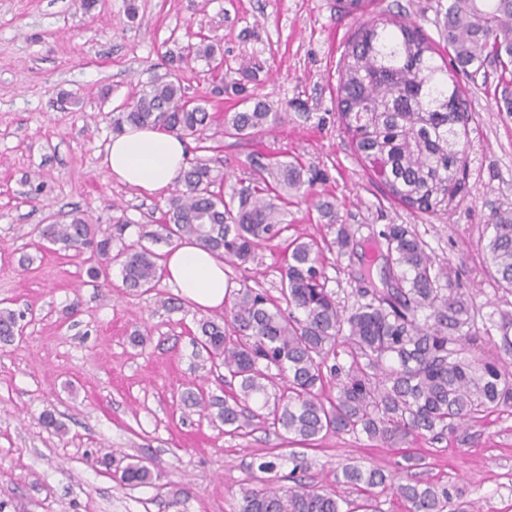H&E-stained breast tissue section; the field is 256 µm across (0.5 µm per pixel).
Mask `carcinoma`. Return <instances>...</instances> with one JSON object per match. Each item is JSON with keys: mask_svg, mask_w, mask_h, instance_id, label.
I'll return each mask as SVG.
<instances>
[{"mask_svg": "<svg viewBox=\"0 0 512 512\" xmlns=\"http://www.w3.org/2000/svg\"><path fill=\"white\" fill-rule=\"evenodd\" d=\"M449 63H433L435 48L412 20L385 19L359 26L340 59L337 104L357 155L399 203L444 214L458 193L468 157L465 107L455 75L475 78L487 64L505 79L499 111L512 114V0H448L442 31ZM214 43H189L167 58L164 74L141 85L133 101L112 118L113 132L151 126L205 142L213 122L211 99L245 92L243 65L223 74L208 92L186 95L183 65L196 60L223 68ZM280 113L257 101L224 114L222 133L254 137L277 124ZM248 183L224 198V168L209 159L189 163L163 211L161 223L138 225L119 218L102 230L83 215L37 227L40 237L65 250L89 253L88 276L108 280L119 266L123 286L146 291L159 281L160 254L146 245L192 238L239 265L263 242L288 230L285 206L309 194L316 178L297 160L276 153L250 159ZM120 247H114L115 243ZM486 274L512 293V212L496 216L483 238ZM383 259L388 288H362L366 302L346 310L325 286L315 241H290L280 272L281 299L243 280L227 286L224 313L197 321L194 345L232 389L223 398L188 391L183 405L236 434L262 418L283 431L286 444L313 446L322 434H364L384 444L416 438L439 441L484 413L512 405V314L492 322L498 335L477 356L471 330L485 320L483 306L445 277L406 224H390L376 247L364 251L365 270ZM24 313L0 311V342L11 343ZM349 364L339 361L341 353ZM336 379V396L323 394L324 378ZM291 470L262 487L242 490L240 512H382L374 489L390 491L409 512H448L456 496L450 484L424 483L401 472L345 464L336 483L362 497L316 489L304 482L305 456L290 451ZM121 482L151 484L154 473L134 457Z\"/></svg>", "mask_w": 512, "mask_h": 512, "instance_id": "carcinoma-1", "label": "carcinoma"}]
</instances>
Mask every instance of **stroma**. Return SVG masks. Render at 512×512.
<instances>
[{"label":"stroma","mask_w":512,"mask_h":512,"mask_svg":"<svg viewBox=\"0 0 512 512\" xmlns=\"http://www.w3.org/2000/svg\"><path fill=\"white\" fill-rule=\"evenodd\" d=\"M135 18H128L129 6ZM448 0H366L346 15L337 0H0V309L24 312L22 333L0 342L1 512H239L243 488L258 485L260 462L291 466L281 432L255 422L229 434L185 413L195 386L224 395L191 332L201 313L164 302L175 288L140 293L91 281L85 254L40 241L34 228L80 212L107 227L157 223L165 197L118 183L103 159L112 117L142 82L164 73L168 52L209 38L225 70L252 66L253 98L280 121L246 144L216 136L224 193L251 176L256 150L298 159L320 171L311 198L290 204L288 238L324 245L326 287L341 307L361 301L356 255L332 249L335 226L318 204L336 205L337 224L364 247L390 224L410 226L437 263L451 269L486 312H512V294L483 279L482 238L497 210H512V115L497 108L499 71L462 80L469 113L464 187L448 214L409 209L389 197L354 152L337 116L338 62L353 31L371 19L415 20L447 60L441 37ZM285 244L261 246L254 260L225 265L229 280L278 297ZM142 343H135L133 335ZM56 427H45L44 413ZM411 473L459 490L455 512H512V406L437 443L417 439ZM149 458L154 484L120 483L102 462ZM310 484L332 488L352 460L398 470L400 450L363 435L327 434L305 450Z\"/></svg>","instance_id":"1"}]
</instances>
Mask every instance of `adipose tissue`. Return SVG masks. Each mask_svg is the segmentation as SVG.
I'll return each mask as SVG.
<instances>
[{
	"instance_id": "1",
	"label": "adipose tissue",
	"mask_w": 512,
	"mask_h": 512,
	"mask_svg": "<svg viewBox=\"0 0 512 512\" xmlns=\"http://www.w3.org/2000/svg\"><path fill=\"white\" fill-rule=\"evenodd\" d=\"M104 163L117 181L148 194L165 195L187 166L186 144L152 127H129L113 136ZM160 275L197 309L209 311L224 304V262L196 241L184 239L168 248Z\"/></svg>"
}]
</instances>
